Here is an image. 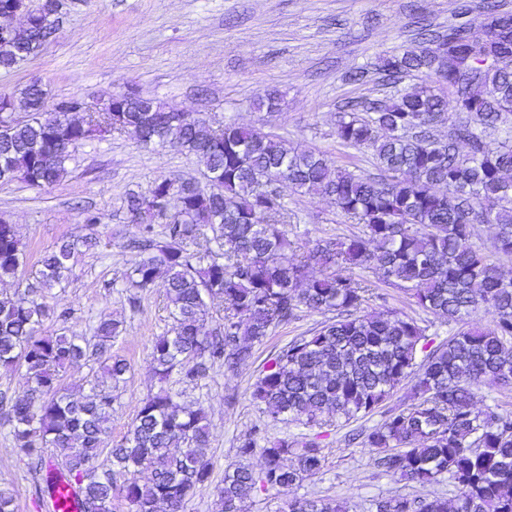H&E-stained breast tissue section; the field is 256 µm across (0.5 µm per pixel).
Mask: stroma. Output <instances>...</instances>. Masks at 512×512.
I'll return each mask as SVG.
<instances>
[{
	"instance_id": "stroma-1",
	"label": "stroma",
	"mask_w": 512,
	"mask_h": 512,
	"mask_svg": "<svg viewBox=\"0 0 512 512\" xmlns=\"http://www.w3.org/2000/svg\"><path fill=\"white\" fill-rule=\"evenodd\" d=\"M482 0H65L55 35L41 52L17 68L0 70V95H18L38 81L46 104L68 95L88 105L132 85L167 106L219 124L232 121L288 140L291 146L319 151L359 174L376 173L370 151L340 144L334 134L345 102L381 99L389 88L377 67L389 55L419 47V31L446 32L465 23L464 7ZM275 92L274 111L257 101ZM159 177L202 180L195 160L173 148L152 150L127 136H107L80 148L68 172L55 185L39 190L22 182L0 185V217L14 224L26 247V262L15 282H0V294L35 283L41 254L66 237L87 234L94 249L74 263L65 287L46 291L48 313L40 334L77 329L92 336L101 317L116 318L124 331L113 355L129 363L125 382L112 390V431L108 444L126 435L141 399L155 391L151 348L171 327L163 289L140 292L127 287L124 274L137 254L129 248L140 235L124 207L129 192H146ZM293 219L290 237L305 244L361 232L333 200L284 188ZM100 221L85 222L86 212ZM356 277L371 284L370 310L396 311L414 318L428 338L448 340L456 324L416 307L403 289L383 282L375 269ZM68 318H60V311ZM325 313L304 312L277 326L252 359L236 370L211 367L197 384L172 374L170 386L179 401L203 405L208 413V483L196 489L184 512H220L217 490L224 470L238 459L241 440L288 438L319 442L325 458L316 477L297 488L300 497L345 500L351 512H376L378 501L392 496L455 498L449 481L431 485L389 476L370 462L361 435L378 424L375 413L309 427L295 421L271 422L249 398V388L265 362L300 336L328 321ZM29 388L25 367L0 370V487L15 495L16 512H43L40 487L47 466H60L55 449L36 466L22 458L13 439L7 411Z\"/></svg>"
}]
</instances>
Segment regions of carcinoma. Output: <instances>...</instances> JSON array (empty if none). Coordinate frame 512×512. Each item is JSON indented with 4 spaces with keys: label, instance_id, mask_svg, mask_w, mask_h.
I'll return each mask as SVG.
<instances>
[{
    "label": "carcinoma",
    "instance_id": "carcinoma-1",
    "mask_svg": "<svg viewBox=\"0 0 512 512\" xmlns=\"http://www.w3.org/2000/svg\"><path fill=\"white\" fill-rule=\"evenodd\" d=\"M0 50V69L18 65L46 43L40 10L12 27ZM434 47L383 60L389 83L415 72L432 84L395 89L384 100L349 102L336 123L345 146L372 151L378 173L363 176L320 154L290 147L260 128L229 122L219 129L154 98L103 100L99 111L77 121L84 100L62 98L48 110L25 86L16 102L22 118L0 96V182L54 185L72 153L106 133L143 145L174 147L203 167L205 185L157 178L144 194L125 199L142 227L143 250L128 281L134 288H165L172 329L154 341L151 357L158 388L140 401L125 437L110 449L112 465L133 475L125 497L130 512H183L186 500L210 477L205 411L176 399L168 380L179 370L194 383L220 364L235 370L253 356L276 326L308 312L336 318L293 340L270 358L251 387L250 399L273 420H306L310 426L338 416L364 417L379 409L382 421L365 436L371 462L383 472L416 483L442 478L457 490L416 500L397 496L377 512H512V411L475 408L481 385H512V278L505 277L472 241L475 226L496 227L494 249L512 255V144L491 151L483 133L512 116V13L495 0L468 23L435 37ZM457 120L448 139L435 137L447 121L446 94ZM334 200L361 234L318 242L300 251L290 238L291 215L281 185ZM164 238H153L154 225ZM211 231L220 255L199 248ZM92 238L61 241L38 260L39 287L0 297V368L24 365L32 388L9 413L18 453L39 464L45 449L64 451L67 478L82 506L112 512V470L93 473L103 439L112 429V395L105 383L124 380L126 360L112 355L122 322L102 318L95 343L77 333L37 334L45 315L42 289L65 282L81 248ZM25 246L14 225L0 220V282L18 278ZM381 271L385 283L409 291L416 306L459 325L438 345L414 319L365 310L369 286L356 268ZM224 300L219 327L208 330L205 298ZM485 310L491 324L469 322ZM95 350L101 381L74 399L64 392L68 367ZM411 384L414 403L388 405L394 390ZM260 452L263 468L231 464L218 490L222 512H241L258 488L292 491L320 474L324 457L314 440L277 439L258 450L247 438L242 459ZM295 464H286L288 458ZM147 472L142 483L136 475ZM288 512H349L329 498L288 500Z\"/></svg>",
    "mask_w": 512,
    "mask_h": 512
}]
</instances>
